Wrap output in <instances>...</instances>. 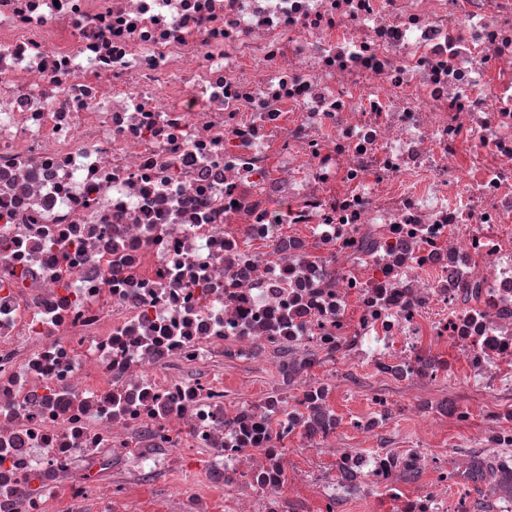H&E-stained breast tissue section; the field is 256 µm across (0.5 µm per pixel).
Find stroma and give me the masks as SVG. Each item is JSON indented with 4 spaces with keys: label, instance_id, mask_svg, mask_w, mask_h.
Returning <instances> with one entry per match:
<instances>
[{
    "label": "stroma",
    "instance_id": "stroma-1",
    "mask_svg": "<svg viewBox=\"0 0 512 512\" xmlns=\"http://www.w3.org/2000/svg\"><path fill=\"white\" fill-rule=\"evenodd\" d=\"M438 355L444 369L435 382L422 390L376 377L362 367L339 370L335 365L325 363L310 375L315 382L331 379L336 383L332 408L344 423L337 440L338 447L359 452L400 451L418 446L432 450L435 458L433 467L403 480L402 488L407 493L434 486L440 469L452 472L465 468L470 457L494 461L495 450L487 448L483 442L489 423L487 408L493 403L512 407V376L488 388L469 378L466 365L454 344L442 345ZM379 399L393 403L395 409L378 437L368 442L351 427L350 422ZM420 400L435 408L448 407L449 412L437 417L432 426H424L414 408ZM456 408L467 410L468 418L457 420L452 414ZM334 470L335 460L331 453L322 450L298 453L292 461L283 492L298 512H316L318 477L332 474Z\"/></svg>",
    "mask_w": 512,
    "mask_h": 512
}]
</instances>
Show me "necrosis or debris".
Returning a JSON list of instances; mask_svg holds the SVG:
<instances>
[{"label": "necrosis or debris", "instance_id": "obj_1", "mask_svg": "<svg viewBox=\"0 0 512 512\" xmlns=\"http://www.w3.org/2000/svg\"><path fill=\"white\" fill-rule=\"evenodd\" d=\"M428 336L512 371V0H0V512H291L292 437L334 451L319 512H461L309 379L431 383ZM286 348L295 408L231 405ZM199 449L204 487L150 482ZM229 375L233 376L237 387L243 385L244 389L240 391L243 399L248 395L247 387H252L257 391H270L278 389L281 385L279 371L272 364L242 362L231 369L224 367V377ZM392 508V502L376 492L369 499L344 496L338 505V512H393Z\"/></svg>", "mask_w": 512, "mask_h": 512}]
</instances>
